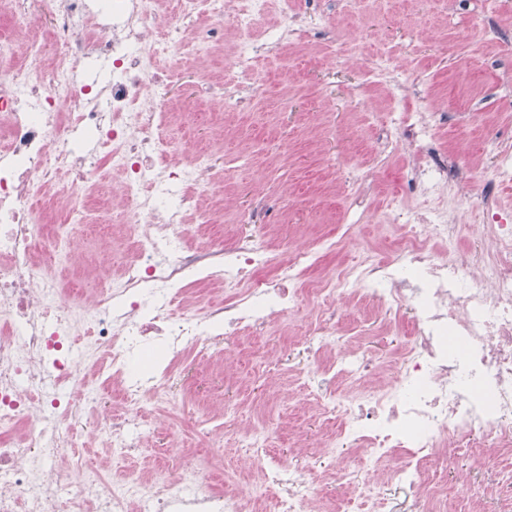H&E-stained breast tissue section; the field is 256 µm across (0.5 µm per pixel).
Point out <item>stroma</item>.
Listing matches in <instances>:
<instances>
[{
    "mask_svg": "<svg viewBox=\"0 0 512 512\" xmlns=\"http://www.w3.org/2000/svg\"><path fill=\"white\" fill-rule=\"evenodd\" d=\"M301 12L322 18L315 29L289 31L277 46L276 63H254L242 92L252 96L247 111L224 107V58L186 62L158 58L176 72L167 95L172 123L189 151L211 153L217 177L205 207L217 216L203 228L205 240L245 243L267 236L282 246L308 252L305 279L337 268L365 267L391 254L400 233L383 214L393 190L408 206L420 203L409 191L414 175L411 148L386 146L398 136L403 115L389 109L403 89L396 74L415 77L410 103L429 124V138L472 182H482L491 160L485 143L512 131V0H298ZM369 58L383 75L360 65ZM367 206L374 216L350 223V209ZM108 186L96 193V208L81 226L83 254L121 264L125 241L121 228L102 221L111 209ZM253 214L248 224L231 223L236 212ZM310 305L256 327L242 336L195 355L193 387L178 392L185 413L222 435L219 477L228 490L259 481L247 464L240 430L224 423L225 405L243 408L257 425L277 417L269 441L289 468L305 469L317 481L318 508L350 504L359 485L337 483L336 463L360 467L359 449L340 447L331 424L305 400L297 386L302 376L320 377L319 360L303 343V324L314 318ZM335 346L363 342L380 368L408 338L407 327L378 330L372 306L341 308ZM268 349L278 358L274 378H265L256 360ZM482 455L452 457L438 464L448 485L463 481L494 483L512 462L488 454V442L474 435Z\"/></svg>",
    "mask_w": 512,
    "mask_h": 512,
    "instance_id": "35a3bbf8",
    "label": "stroma"
}]
</instances>
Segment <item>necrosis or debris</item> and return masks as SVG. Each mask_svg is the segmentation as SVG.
Wrapping results in <instances>:
<instances>
[{"label":"necrosis or debris","instance_id":"4bbe7bcc","mask_svg":"<svg viewBox=\"0 0 512 512\" xmlns=\"http://www.w3.org/2000/svg\"><path fill=\"white\" fill-rule=\"evenodd\" d=\"M270 1L112 0L107 27L88 14L87 0H38L55 56L44 60L37 41L21 55L0 40V512H173L189 493L210 512H314L313 479L270 454L263 427L242 436L263 473L245 494L208 477L215 456L191 454L181 469L148 476L137 468L116 474L82 454L89 438L120 457L158 431L177 444L182 407L172 387L191 353L223 342L225 329L268 324L304 302L321 310L308 338L320 349L336 329L337 301L347 298L372 303L379 329L411 325L392 354L396 377L387 388L337 393L338 380L377 369L356 347L338 351L323 371L321 413L335 420L338 440L366 456L357 512H382L381 489L398 484L414 489L409 512H451L455 500L432 464L451 453L476 455L475 434L512 457V223L470 236L441 214L394 211L402 233L393 258L326 281H301L306 253L279 262L263 239L189 247L192 225L212 221L201 199L215 166L205 152L173 165L184 148L160 105L171 76L152 64L190 58L229 31L237 49L224 80L246 78L259 42H278L294 24H320L296 0H274L280 25L260 31ZM193 17L206 20V41L184 29ZM91 51L112 61V81L101 91L75 86ZM78 89L84 104L63 111ZM85 138L95 139L94 151L79 148ZM111 173L120 178L112 212L127 230L128 255L87 294L50 266L74 251L68 228L86 221V188ZM50 197L62 219L49 233L40 203ZM216 283L223 300L188 306L190 295ZM150 343L160 345L159 361L138 372L135 352ZM80 348L98 351L90 368L73 367Z\"/></svg>","mask_w":512,"mask_h":512}]
</instances>
